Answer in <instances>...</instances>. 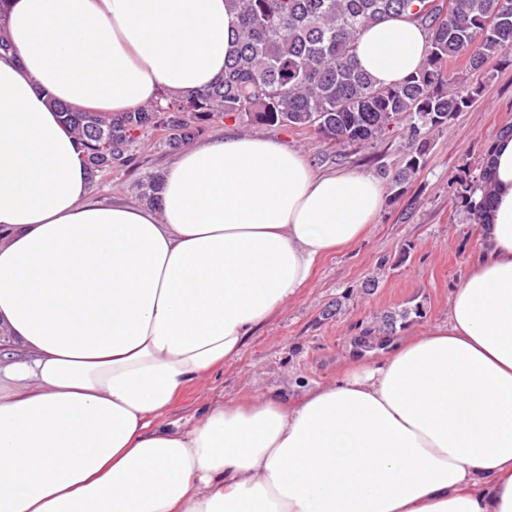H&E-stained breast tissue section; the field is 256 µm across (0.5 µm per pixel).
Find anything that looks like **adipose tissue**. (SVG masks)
<instances>
[{"label": "adipose tissue", "instance_id": "obj_1", "mask_svg": "<svg viewBox=\"0 0 512 512\" xmlns=\"http://www.w3.org/2000/svg\"><path fill=\"white\" fill-rule=\"evenodd\" d=\"M0 512H512V137L448 317L336 382L231 398L162 424L238 357L384 187L315 173L277 142H199L158 205L91 198L57 109L128 112L214 84L236 47L226 0H0ZM404 17L357 55L395 86L426 58Z\"/></svg>", "mask_w": 512, "mask_h": 512}]
</instances>
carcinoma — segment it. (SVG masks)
Returning <instances> with one entry per match:
<instances>
[{
	"label": "carcinoma",
	"instance_id": "obj_1",
	"mask_svg": "<svg viewBox=\"0 0 512 512\" xmlns=\"http://www.w3.org/2000/svg\"><path fill=\"white\" fill-rule=\"evenodd\" d=\"M237 13V49L224 76L186 98L161 95L130 112H88L59 106L65 124L83 142L90 179L127 166L134 146L159 131L178 150L209 126L233 118L311 128L338 145H367L411 118L406 173L424 162V134L469 107L479 87L448 68L464 60L471 74L512 49V0H229ZM404 16L427 31L422 67L402 83L378 87L357 64L367 26ZM493 148L479 174L458 182L466 219L482 224L493 204L489 178ZM161 176L140 184L141 200L158 201Z\"/></svg>",
	"mask_w": 512,
	"mask_h": 512
}]
</instances>
